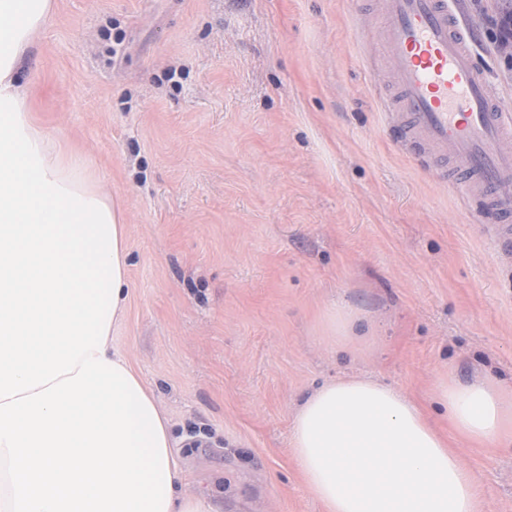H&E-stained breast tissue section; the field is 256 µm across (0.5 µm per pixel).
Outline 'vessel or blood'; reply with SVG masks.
Listing matches in <instances>:
<instances>
[{"mask_svg": "<svg viewBox=\"0 0 512 512\" xmlns=\"http://www.w3.org/2000/svg\"><path fill=\"white\" fill-rule=\"evenodd\" d=\"M382 46L398 87L397 134L430 145L463 176V191L495 219L512 255V113L503 110L471 51L474 33L451 0H384Z\"/></svg>", "mask_w": 512, "mask_h": 512, "instance_id": "b4317fda", "label": "vessel or blood"}]
</instances>
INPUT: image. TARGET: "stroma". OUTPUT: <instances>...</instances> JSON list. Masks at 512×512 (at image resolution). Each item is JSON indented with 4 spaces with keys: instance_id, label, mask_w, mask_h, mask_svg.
I'll list each match as a JSON object with an SVG mask.
<instances>
[{
    "instance_id": "1",
    "label": "stroma",
    "mask_w": 512,
    "mask_h": 512,
    "mask_svg": "<svg viewBox=\"0 0 512 512\" xmlns=\"http://www.w3.org/2000/svg\"><path fill=\"white\" fill-rule=\"evenodd\" d=\"M466 0L512 111V62ZM378 0H56L22 60L32 116L84 157L128 231L113 337L166 415L183 490L219 512H325L290 457L298 405L366 374L426 405L512 512V445L454 432L437 382L512 387V258L457 185L399 141ZM372 325L337 350L328 306Z\"/></svg>"
}]
</instances>
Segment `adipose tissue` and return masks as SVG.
Segmentation results:
<instances>
[{"label":"adipose tissue","instance_id":"obj_1","mask_svg":"<svg viewBox=\"0 0 512 512\" xmlns=\"http://www.w3.org/2000/svg\"><path fill=\"white\" fill-rule=\"evenodd\" d=\"M55 10L54 0H0V94L16 98L27 136L36 141L47 180L82 198L109 205L121 274L112 325L130 297L127 226L112 199L97 187L83 157L66 151L32 118L21 61ZM330 341L346 351L368 345L357 312L338 302L326 313ZM434 402L454 428L475 442L502 440L512 399L493 377L440 382ZM288 447L311 493L327 512H480L477 482L461 457L403 391L365 375H348L316 388L298 407ZM167 512H215L203 496L182 492L175 449H168Z\"/></svg>","mask_w":512,"mask_h":512}]
</instances>
